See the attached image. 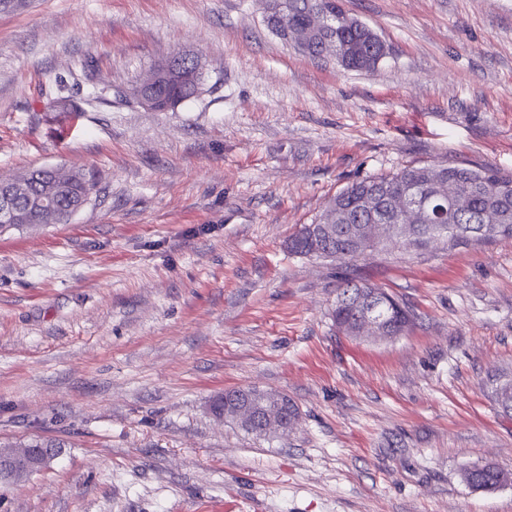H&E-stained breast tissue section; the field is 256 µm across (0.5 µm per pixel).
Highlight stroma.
Segmentation results:
<instances>
[{"mask_svg": "<svg viewBox=\"0 0 512 512\" xmlns=\"http://www.w3.org/2000/svg\"><path fill=\"white\" fill-rule=\"evenodd\" d=\"M387 54L314 58L261 0H28L0 13V178L95 172L63 224L0 229V443L61 450L0 479V512H512V238L390 246L341 266L289 252L354 181L416 166L512 173V0H341ZM198 56L175 111L131 94ZM74 107H51L57 96ZM413 322L353 337L344 278ZM282 392L258 438L224 391ZM170 79L189 81L193 79V75L182 73L180 67L173 63V59H169L168 62L164 61L152 68L147 78L133 89L134 97L145 107H151L154 101L148 90ZM344 285L345 287L342 289V295L345 297L346 293L349 294L344 298V300H348V302L343 300L339 305H336V308L332 312V318L339 331L348 327L351 319L355 317L356 307L354 304L359 297V292H366L371 289H378L382 291L381 293L385 296V300L377 310L379 316H382L389 324L395 327L400 326L403 332L409 326L411 322L409 313L381 288L368 283L354 282L350 280H347ZM466 482L475 489L493 490L502 484L511 482V474L490 464H484L482 467L467 475Z\"/></svg>", "mask_w": 512, "mask_h": 512, "instance_id": "1", "label": "stroma"}]
</instances>
